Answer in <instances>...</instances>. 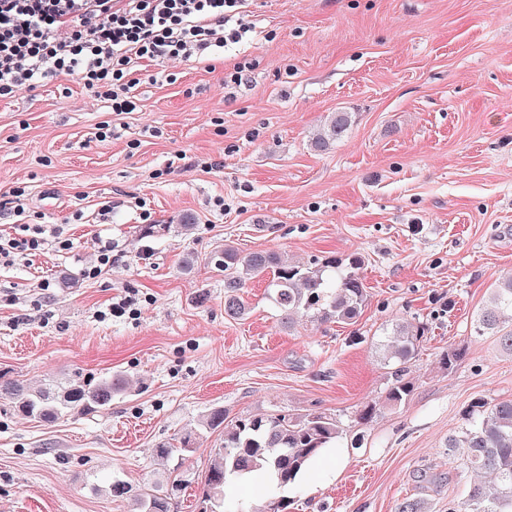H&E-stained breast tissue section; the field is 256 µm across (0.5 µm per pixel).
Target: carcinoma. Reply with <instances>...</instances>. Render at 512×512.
Wrapping results in <instances>:
<instances>
[{
  "label": "carcinoma",
  "mask_w": 512,
  "mask_h": 512,
  "mask_svg": "<svg viewBox=\"0 0 512 512\" xmlns=\"http://www.w3.org/2000/svg\"><path fill=\"white\" fill-rule=\"evenodd\" d=\"M350 112H333L314 131L311 147L326 151L348 133ZM224 272V314L239 319L248 313L243 288L253 279L267 282L266 296L277 309L280 322L291 326L308 318L320 323L353 321L367 301L361 276L363 260L331 256L323 262L284 260L270 251L241 253L231 246L210 257ZM475 332L498 337L503 349L512 352V275L497 280L475 320ZM421 327L398 320L384 344L385 359L396 364L395 380L386 399L392 405L407 400L414 384L406 364L422 338ZM124 389L121 376L106 377L90 385L78 379L58 393L45 388L26 389L0 372V400L13 404L23 416L37 422H52L66 413H84L112 405V397ZM462 425L448 436L477 480L464 491L459 506L448 512H512V400L476 398L461 411ZM201 426L218 431L222 441L214 449L205 472L198 512H288L284 495L288 485L309 468L324 449L336 447L342 431L335 418L324 413L252 415L229 420L224 409L203 415ZM196 431L190 430L174 443H161L156 455L169 459L174 449H193ZM250 481L264 484V501L252 506L233 495L235 486ZM182 475L175 474L168 493L149 486L135 489L116 479L112 496L129 501L131 512H171L170 494L182 490Z\"/></svg>",
  "instance_id": "obj_1"
}]
</instances>
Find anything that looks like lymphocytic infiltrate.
<instances>
[{
	"label": "lymphocytic infiltrate",
	"mask_w": 512,
	"mask_h": 512,
	"mask_svg": "<svg viewBox=\"0 0 512 512\" xmlns=\"http://www.w3.org/2000/svg\"><path fill=\"white\" fill-rule=\"evenodd\" d=\"M249 0H0V100L39 77H76L136 111L132 90L143 63L208 60L213 48L240 42Z\"/></svg>",
	"instance_id": "1"
}]
</instances>
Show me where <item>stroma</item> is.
Masks as SVG:
<instances>
[{
	"label": "stroma",
	"instance_id": "1",
	"mask_svg": "<svg viewBox=\"0 0 512 512\" xmlns=\"http://www.w3.org/2000/svg\"><path fill=\"white\" fill-rule=\"evenodd\" d=\"M246 21L216 69L153 62L129 114L64 75L0 102V237L28 224L44 238L0 265V370L35 389L129 382L109 409L49 423L0 410V512H130L112 479L162 488L175 466L187 485L172 512H196L219 434L201 430L179 463L155 448L217 407L336 417L340 472L289 486L288 512H448L471 481L448 435L473 398L512 399V353L474 331L512 275V0H253ZM238 61L249 71L225 82ZM332 112L355 122L314 151ZM225 245L305 263L358 255L367 302L355 322L287 329L253 280L248 315L229 319L209 260ZM105 247L112 267L87 278ZM128 295L138 319L100 318ZM399 319L425 334L395 406L381 343ZM450 350L460 357L441 369Z\"/></svg>",
	"mask_w": 512,
	"mask_h": 512
}]
</instances>
